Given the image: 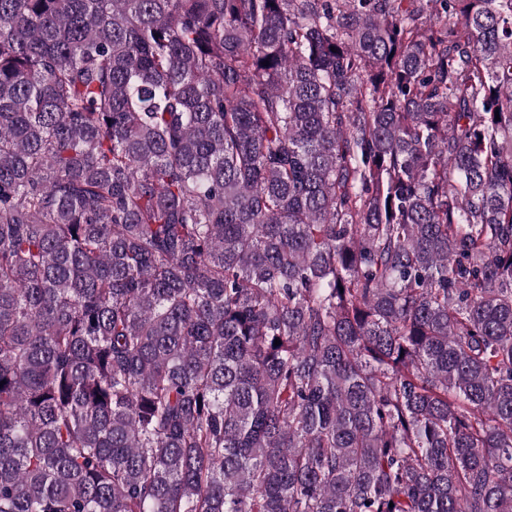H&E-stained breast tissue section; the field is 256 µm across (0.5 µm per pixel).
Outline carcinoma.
I'll return each mask as SVG.
<instances>
[{
	"instance_id": "obj_1",
	"label": "carcinoma",
	"mask_w": 512,
	"mask_h": 512,
	"mask_svg": "<svg viewBox=\"0 0 512 512\" xmlns=\"http://www.w3.org/2000/svg\"><path fill=\"white\" fill-rule=\"evenodd\" d=\"M0 382V512H512V0H0Z\"/></svg>"
}]
</instances>
